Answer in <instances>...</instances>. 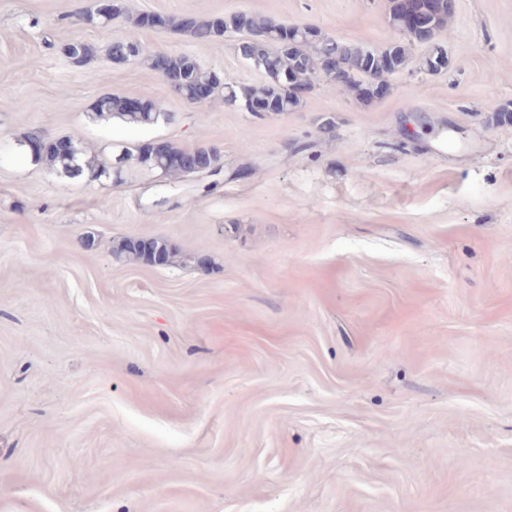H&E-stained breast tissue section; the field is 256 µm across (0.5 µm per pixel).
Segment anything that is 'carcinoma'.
<instances>
[{
	"mask_svg": "<svg viewBox=\"0 0 512 512\" xmlns=\"http://www.w3.org/2000/svg\"><path fill=\"white\" fill-rule=\"evenodd\" d=\"M131 20L140 28L167 26L202 42L222 37L227 32L240 35L237 52L249 63L262 64L261 82L251 85L219 84L214 71L203 68L189 54L165 55L164 78L179 87L180 97L187 102L192 100L197 87L210 85L223 93L227 106L239 108L243 100L252 99L272 104L276 112L297 109L301 105L302 95L318 85L332 87L359 102L370 103L378 98L375 88L384 83V76L411 70L412 46L419 42L417 36L409 34L408 42L394 43L388 48L391 60L385 63L377 55L365 56L361 45L329 37L317 26L287 24L259 15L236 13L211 20H199L193 16L172 20L156 14H139L131 17ZM426 44L429 49L419 58L418 69L430 75L436 59L447 57V52L432 39L427 40ZM63 53L73 64L81 66L94 55V49L82 40L75 39L63 47ZM106 55L114 63L138 59L150 68H156V55L146 53L140 44L132 40L109 42ZM331 58L339 59L342 65L343 77L336 82L324 78L321 72L324 61ZM96 115L112 116L132 127L154 125L166 118V113L152 102H145L139 110L134 111L130 108L129 98L116 95L101 97L96 104ZM26 141L40 145L34 152L36 160L74 176L85 173L95 180L105 178L120 183L129 167L153 173L160 170L156 159L145 154L140 145L122 148L111 163L97 153H87L71 138L65 152L49 146L47 140L37 133L28 135ZM167 150L172 155L188 158L190 164L163 169L165 177L192 178L196 174L223 167V154H210L201 145L185 150L170 144ZM147 242L164 252L165 264L169 265L177 259L189 263L188 254L180 252L163 238H125L118 243L117 252L151 264L153 260L145 249Z\"/></svg>",
	"mask_w": 512,
	"mask_h": 512,
	"instance_id": "cac0c4a2",
	"label": "carcinoma"
}]
</instances>
